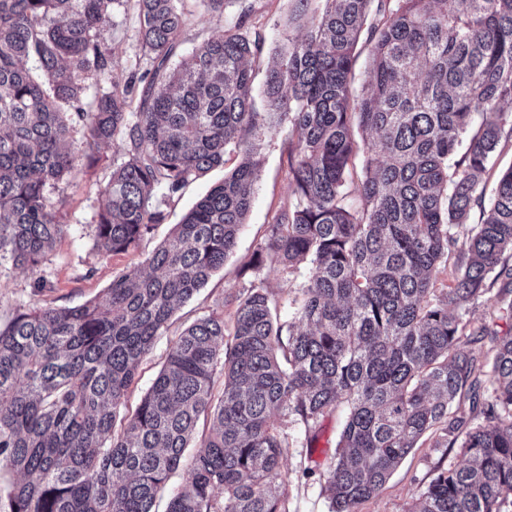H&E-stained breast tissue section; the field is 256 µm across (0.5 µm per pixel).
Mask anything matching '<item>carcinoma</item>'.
<instances>
[{
    "instance_id": "carcinoma-1",
    "label": "carcinoma",
    "mask_w": 512,
    "mask_h": 512,
    "mask_svg": "<svg viewBox=\"0 0 512 512\" xmlns=\"http://www.w3.org/2000/svg\"><path fill=\"white\" fill-rule=\"evenodd\" d=\"M118 2L0 0V263L33 271L65 233L46 192L79 161L67 147L77 123L91 147L117 136L125 145L100 191L95 237L107 254L138 248L163 223L157 189L172 198L226 152L241 160L173 226L151 272L0 326V468L19 475L9 512H156L177 472L184 484L166 512H288V431L275 420L292 419L310 442L339 402L348 417L327 479L331 512H357L431 430L439 446L459 443L466 464L439 470L410 512H503L512 332H468L454 312L491 288L494 271L512 285V167L483 207L489 157L512 144V0H294L290 23L304 34L269 64L261 112L248 66L259 39L229 27L178 61L180 0H133L151 68L110 79L87 109L85 80L109 79ZM362 37L371 82L355 96ZM285 120L295 202L267 225L248 269L308 266L293 321H280L264 282L251 283L234 297L233 328L216 314L186 327L128 410L176 306L236 246L259 167L250 135ZM476 206L481 222L458 248L451 230ZM448 264L453 283L438 295ZM465 334L495 344L489 372L460 350ZM485 375L493 395L481 403ZM480 414L487 424L471 426Z\"/></svg>"
}]
</instances>
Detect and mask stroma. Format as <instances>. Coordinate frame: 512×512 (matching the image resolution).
I'll list each match as a JSON object with an SVG mask.
<instances>
[{
  "label": "stroma",
  "mask_w": 512,
  "mask_h": 512,
  "mask_svg": "<svg viewBox=\"0 0 512 512\" xmlns=\"http://www.w3.org/2000/svg\"><path fill=\"white\" fill-rule=\"evenodd\" d=\"M188 17L183 35V52L201 47L227 26H240L261 40V51L251 61L256 86H263L269 62L281 45L288 26L291 0H230L223 14L209 12L202 0H181ZM140 22L133 8L118 7L112 13L110 28V70L116 78H127L132 71H144L149 63L139 36ZM86 131L75 125L70 144L81 160L71 174L47 193L50 204L66 233L46 252L37 270L5 265L0 267V325H5L17 311L40 306L74 307L103 297L113 278L133 268L146 265L148 256L169 235L174 224L224 177L223 169H215L202 179L190 182L175 197L157 190L153 202L165 210L168 218L157 225L140 247L125 253L106 254L96 246L95 224L102 205L101 188L109 180L113 166L124 159L121 139L86 145ZM260 161L251 208L238 235L234 252L225 260L208 284L187 301L172 318L168 332L160 336L143 360L136 384L126 397L127 406H135L155 379L176 335L197 318L220 314L231 318L234 309L227 306V296L245 291L253 278L247 265L253 252L263 243L265 232L276 213L292 203L289 178L292 136L288 123L254 138ZM92 150L93 160H85V150ZM498 288L490 290L467 309L472 325L498 326L512 329V313L507 312L498 296ZM346 417L345 405H337L320 423L319 437L307 445L303 432L288 428V447L283 469L288 480V512H329L328 470L337 437ZM464 457L458 446L437 447L432 435H425L394 470L380 493L358 506V512H409L420 492L434 477L437 469L462 465Z\"/></svg>",
  "instance_id": "1"
}]
</instances>
